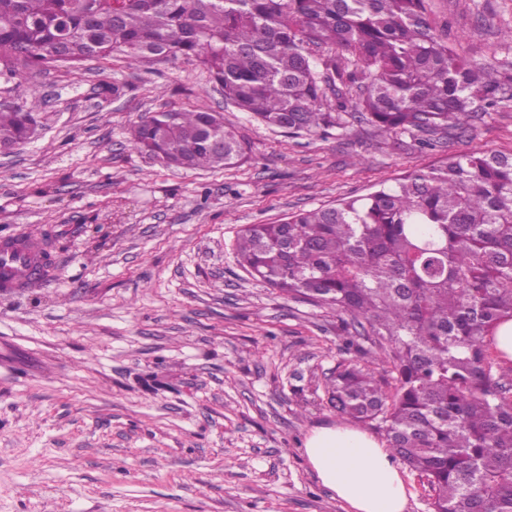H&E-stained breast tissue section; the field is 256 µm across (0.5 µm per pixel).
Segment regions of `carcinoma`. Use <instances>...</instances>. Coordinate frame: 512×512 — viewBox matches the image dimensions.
Wrapping results in <instances>:
<instances>
[{"instance_id":"obj_1","label":"carcinoma","mask_w":512,"mask_h":512,"mask_svg":"<svg viewBox=\"0 0 512 512\" xmlns=\"http://www.w3.org/2000/svg\"><path fill=\"white\" fill-rule=\"evenodd\" d=\"M122 52L182 57L264 124L325 133L344 115L437 133L502 88L435 35L425 0H0V75ZM39 93L0 101V147L28 143ZM136 149L166 167L223 169L245 149L218 112L156 111ZM241 266L290 296L363 319L386 376L350 361L326 386L343 421L375 424L433 492L432 512H512V386L487 339L512 321V155L466 152L366 195L253 224Z\"/></svg>"}]
</instances>
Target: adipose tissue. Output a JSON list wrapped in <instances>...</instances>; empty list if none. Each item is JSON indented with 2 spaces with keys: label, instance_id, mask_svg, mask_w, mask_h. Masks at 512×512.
<instances>
[{
  "label": "adipose tissue",
  "instance_id": "adipose-tissue-1",
  "mask_svg": "<svg viewBox=\"0 0 512 512\" xmlns=\"http://www.w3.org/2000/svg\"><path fill=\"white\" fill-rule=\"evenodd\" d=\"M304 453L348 512H405L408 492L390 448L349 424L312 431Z\"/></svg>",
  "mask_w": 512,
  "mask_h": 512
}]
</instances>
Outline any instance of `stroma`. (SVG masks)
<instances>
[{"label": "stroma", "mask_w": 512, "mask_h": 512, "mask_svg": "<svg viewBox=\"0 0 512 512\" xmlns=\"http://www.w3.org/2000/svg\"><path fill=\"white\" fill-rule=\"evenodd\" d=\"M426 7L506 87L432 150L351 117L326 135L266 126L180 57L34 72L42 132L0 156V240L51 238L54 267L0 291V512H346L304 444L338 423L325 386L370 341L252 280L234 245L449 154H512V0ZM164 108L223 113L245 161L168 169L140 153L131 128Z\"/></svg>", "instance_id": "obj_1"}]
</instances>
